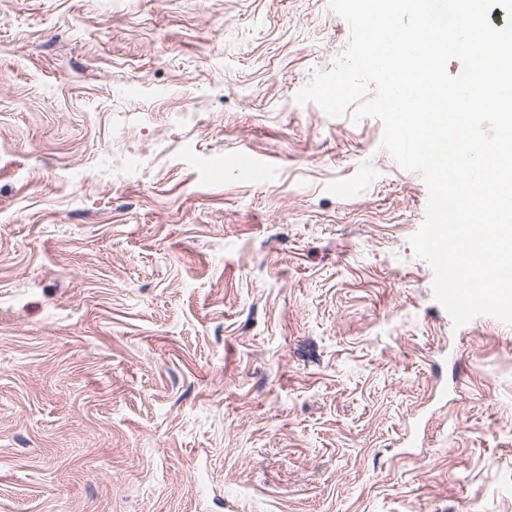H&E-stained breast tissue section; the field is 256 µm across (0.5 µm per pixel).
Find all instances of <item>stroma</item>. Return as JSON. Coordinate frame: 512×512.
Returning <instances> with one entry per match:
<instances>
[{
    "label": "stroma",
    "instance_id": "obj_1",
    "mask_svg": "<svg viewBox=\"0 0 512 512\" xmlns=\"http://www.w3.org/2000/svg\"><path fill=\"white\" fill-rule=\"evenodd\" d=\"M349 39L0 0V512H512V325L435 301L382 122L295 100Z\"/></svg>",
    "mask_w": 512,
    "mask_h": 512
}]
</instances>
